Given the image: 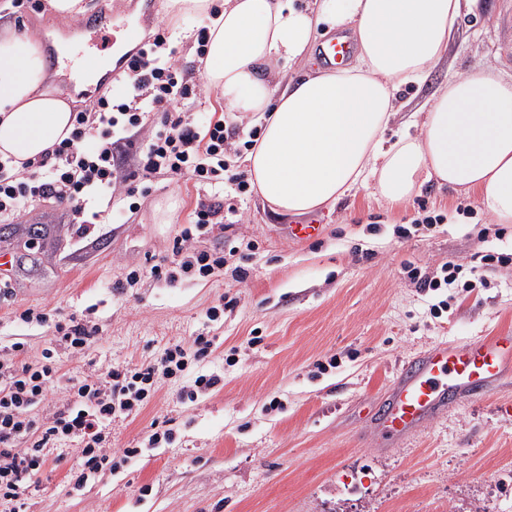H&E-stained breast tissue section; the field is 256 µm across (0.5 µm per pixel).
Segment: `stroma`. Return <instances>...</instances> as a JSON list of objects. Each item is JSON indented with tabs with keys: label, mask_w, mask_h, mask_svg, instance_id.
Instances as JSON below:
<instances>
[{
	"label": "stroma",
	"mask_w": 512,
	"mask_h": 512,
	"mask_svg": "<svg viewBox=\"0 0 512 512\" xmlns=\"http://www.w3.org/2000/svg\"><path fill=\"white\" fill-rule=\"evenodd\" d=\"M162 2L86 0L84 17L71 25L49 0L35 9L0 0V30L24 28L60 50L102 22L115 50L127 25L146 37L167 22ZM511 17L512 0H481L463 13L447 57L423 82L401 88L387 138L407 132V120L426 111L449 71L511 76ZM211 195L194 179L159 177L136 213L114 198L123 221L97 225L84 240L65 224L62 206L49 202L20 224L0 218V279L13 287L0 299V360L13 358L17 341L24 360H41L51 330L23 323L28 309L100 329L84 356L60 352L62 384L34 408L36 422L57 411L68 386L113 365L156 361L198 334L214 340L202 370L224 377L193 403L178 398L190 377L163 382L140 415L114 419L113 447L141 453L80 490L65 482L77 444L54 447L55 467L30 488L28 512H512V384L450 408L400 445L375 446L362 417L388 393L399 365L428 345L512 326V263L485 269L486 287L457 294L437 317L430 307L438 294L420 291L408 274L448 261L467 267L480 250L512 253V224L497 236L474 196L433 181L399 209L363 187L319 209L322 238L300 243L288 237L294 215L252 188L242 223L187 243L209 252L253 243L246 279L227 271L170 286L146 274L117 292L130 269L171 258L197 204ZM426 213L442 223L397 237L396 227ZM217 306L223 314L208 320ZM156 424L172 439L150 448Z\"/></svg>",
	"instance_id": "obj_1"
}]
</instances>
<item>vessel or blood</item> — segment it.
<instances>
[{"mask_svg":"<svg viewBox=\"0 0 512 512\" xmlns=\"http://www.w3.org/2000/svg\"><path fill=\"white\" fill-rule=\"evenodd\" d=\"M353 50L350 39L338 34L321 41L319 57L337 68ZM507 379H512L511 329L438 342L399 367L394 386L370 416L368 433L382 445L404 441L450 406L486 396Z\"/></svg>","mask_w":512,"mask_h":512,"instance_id":"1","label":"vessel or blood"}]
</instances>
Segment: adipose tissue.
<instances>
[{"instance_id":"ef3b65f1","label":"adipose tissue","mask_w":512,"mask_h":512,"mask_svg":"<svg viewBox=\"0 0 512 512\" xmlns=\"http://www.w3.org/2000/svg\"><path fill=\"white\" fill-rule=\"evenodd\" d=\"M176 34L209 21L203 76L229 118L259 114L262 133L246 161L262 198L284 213L336 204L373 181L392 204L427 180L475 194L497 223L512 224V76L452 74L432 100L418 135L390 142L401 86L420 82L448 50L462 0H163ZM349 31L353 64L279 88L264 68L303 59L318 29ZM40 45L26 31L0 32V155H44L72 128V98L42 88Z\"/></svg>"}]
</instances>
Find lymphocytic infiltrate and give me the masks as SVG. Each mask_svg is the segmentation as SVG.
Instances as JSON below:
<instances>
[{"mask_svg":"<svg viewBox=\"0 0 512 512\" xmlns=\"http://www.w3.org/2000/svg\"><path fill=\"white\" fill-rule=\"evenodd\" d=\"M131 58L120 99L102 97L95 111L74 113L71 135L44 156L19 166L0 159L1 218L18 221L34 204L52 201L66 205L68 222L84 239L99 223L102 204L120 195L128 199L129 210H137L139 198L164 175L187 176L211 187L212 200L199 203L193 212L191 226L198 234L223 227L225 214L239 215V206L228 198L249 187L246 175L231 169L230 158L240 148L229 142L223 119L192 109L206 95V83L183 66L165 29H158ZM127 146L137 153L131 169L116 159ZM173 254L170 265L150 269L151 276L170 285L189 274H223L237 251L194 252L178 242ZM507 261L503 254L478 252L470 269L448 262L430 273L412 271L411 277L425 292L474 289L484 282L481 269ZM22 318L51 323L53 334L41 361H0V499L12 504V512H27L26 492L49 465L51 446L79 444L78 465L67 476L75 489L134 457L132 448L113 455L107 434L112 420L137 416L156 397L162 380L183 376L209 357L214 346L211 338L198 335L191 342L172 344L156 362L92 375L71 386L61 408L38 425L30 412L59 380V351L85 354L99 329L74 317L52 322L30 309Z\"/></svg>","mask_w":512,"mask_h":512,"instance_id":"f902f5d3","label":"lymphocytic infiltrate"}]
</instances>
